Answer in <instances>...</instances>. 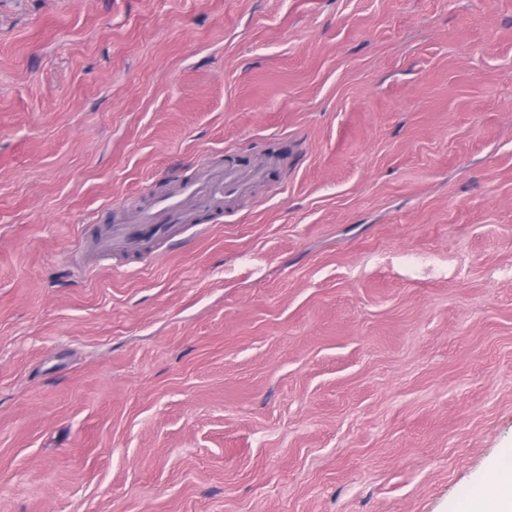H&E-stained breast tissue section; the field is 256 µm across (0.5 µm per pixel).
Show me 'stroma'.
<instances>
[{"instance_id": "1", "label": "stroma", "mask_w": 512, "mask_h": 512, "mask_svg": "<svg viewBox=\"0 0 512 512\" xmlns=\"http://www.w3.org/2000/svg\"><path fill=\"white\" fill-rule=\"evenodd\" d=\"M509 451L512 0H0V512H457ZM264 173V168L243 166L224 171H202L182 181L170 196L158 200L131 224L112 225L101 247L107 252H133L149 237L167 236L179 224H194L198 209L191 205L194 201L200 207L223 204L224 209H231L236 199L247 191L251 180ZM159 216H164L165 220L160 221Z\"/></svg>"}]
</instances>
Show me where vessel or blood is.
<instances>
[{"label": "vessel or blood", "instance_id": "1", "mask_svg": "<svg viewBox=\"0 0 512 512\" xmlns=\"http://www.w3.org/2000/svg\"><path fill=\"white\" fill-rule=\"evenodd\" d=\"M261 174L259 168L243 166L200 172L182 181L170 196L158 200L132 223L112 225L101 247L107 252H133L145 239L169 234L173 225L194 223L197 207L219 204L232 208L251 180Z\"/></svg>", "mask_w": 512, "mask_h": 512}]
</instances>
